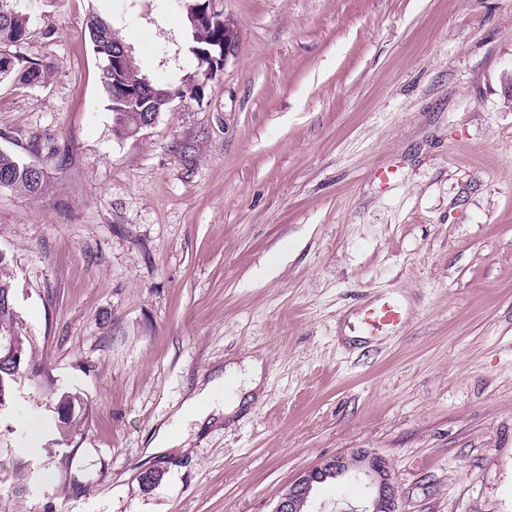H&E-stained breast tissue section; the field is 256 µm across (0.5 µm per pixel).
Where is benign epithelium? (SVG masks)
Segmentation results:
<instances>
[{"instance_id": "1", "label": "benign epithelium", "mask_w": 512, "mask_h": 512, "mask_svg": "<svg viewBox=\"0 0 512 512\" xmlns=\"http://www.w3.org/2000/svg\"><path fill=\"white\" fill-rule=\"evenodd\" d=\"M132 63L131 48L121 47L112 53V75H117ZM357 455L363 460L362 465L357 469L352 467L351 458L345 455L321 461L314 469L288 487V491L283 494L274 512H304L313 483L323 481L329 475L336 478H358L363 475L369 479L373 494L362 512H400L397 491L385 460L365 451H359Z\"/></svg>"}]
</instances>
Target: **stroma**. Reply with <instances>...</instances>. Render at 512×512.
Masks as SVG:
<instances>
[{
  "instance_id": "stroma-1",
  "label": "stroma",
  "mask_w": 512,
  "mask_h": 512,
  "mask_svg": "<svg viewBox=\"0 0 512 512\" xmlns=\"http://www.w3.org/2000/svg\"><path fill=\"white\" fill-rule=\"evenodd\" d=\"M237 46L201 101L114 133L86 28L144 73L186 46L165 0H37L0 82V252L36 355L0 407V512H272L320 460L383 457L400 512H512V0H216ZM392 168L394 179L376 173ZM404 315L369 340L360 310ZM255 357L247 407L151 444ZM76 430L59 429L61 397ZM45 427L29 452L25 425ZM368 490L315 485L309 512ZM26 164L14 155L0 152V181L8 180L10 186L5 189L30 195L44 193L47 187L44 176L40 180L30 177L24 169Z\"/></svg>"
}]
</instances>
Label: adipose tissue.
Returning a JSON list of instances; mask_svg holds the SVG:
<instances>
[{"instance_id": "adipose-tissue-1", "label": "adipose tissue", "mask_w": 512, "mask_h": 512, "mask_svg": "<svg viewBox=\"0 0 512 512\" xmlns=\"http://www.w3.org/2000/svg\"><path fill=\"white\" fill-rule=\"evenodd\" d=\"M262 363L257 359H246L241 364L227 367L223 378L214 380L206 385L198 393H195L177 413L175 426L163 430L160 436L161 446H168L178 437L176 426L183 421L197 420L214 412L231 414L242 404L241 396L225 397L224 384L231 381L245 391L254 390L261 380Z\"/></svg>"}]
</instances>
